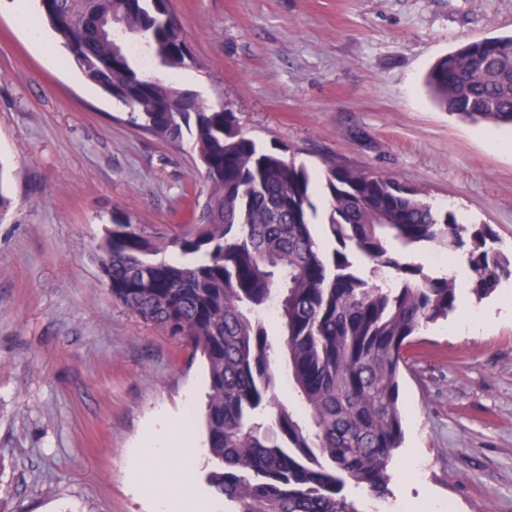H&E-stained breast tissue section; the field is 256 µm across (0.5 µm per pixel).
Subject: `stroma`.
Returning a JSON list of instances; mask_svg holds the SVG:
<instances>
[{"label":"stroma","mask_w":512,"mask_h":512,"mask_svg":"<svg viewBox=\"0 0 512 512\" xmlns=\"http://www.w3.org/2000/svg\"><path fill=\"white\" fill-rule=\"evenodd\" d=\"M0 0V512H159L191 468L180 512H224L206 480L205 360L113 301L95 246L113 208L173 230L200 190L191 142L125 121L65 51L47 61ZM196 67L151 77L235 113L261 145L320 176L334 162L391 176L512 256V129L431 100L425 76L472 41L512 34V0H172ZM500 147L488 149L486 138ZM460 304L405 350L402 448L389 498L347 484L361 512H512V278ZM487 328L458 331L473 312ZM195 437L188 457L160 441Z\"/></svg>","instance_id":"1"}]
</instances>
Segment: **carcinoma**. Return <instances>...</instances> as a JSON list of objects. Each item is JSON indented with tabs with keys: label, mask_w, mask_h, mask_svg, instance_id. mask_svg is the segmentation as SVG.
<instances>
[{
	"label": "carcinoma",
	"mask_w": 512,
	"mask_h": 512,
	"mask_svg": "<svg viewBox=\"0 0 512 512\" xmlns=\"http://www.w3.org/2000/svg\"><path fill=\"white\" fill-rule=\"evenodd\" d=\"M41 7L70 62L129 109L130 124L171 144L192 139L205 182L204 197L189 199L193 223L153 232L114 208L95 259L113 300L205 358L214 493L230 512H360L343 494L349 482L387 497L404 438V350L448 319L459 294L455 277L410 257L428 246L464 252L479 300L512 276V258L488 226L397 179L333 162L315 179L249 137L235 113L144 74L141 55L172 73L196 64L171 0ZM427 84L447 112L512 126V35L440 58ZM280 357L297 410L276 395Z\"/></svg>",
	"instance_id": "1"
}]
</instances>
